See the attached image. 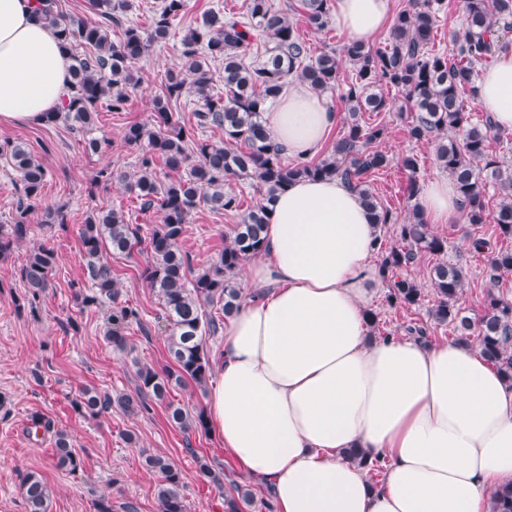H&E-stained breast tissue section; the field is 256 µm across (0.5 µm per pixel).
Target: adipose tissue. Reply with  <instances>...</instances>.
<instances>
[{
    "mask_svg": "<svg viewBox=\"0 0 512 512\" xmlns=\"http://www.w3.org/2000/svg\"><path fill=\"white\" fill-rule=\"evenodd\" d=\"M346 42L387 28L391 0H333ZM68 60L33 0H0V122H35L56 110ZM478 107L512 133V51L485 68ZM277 145L306 158L338 115L308 85L263 114ZM432 224L461 216L453 180L425 183ZM379 227L340 179L304 178L281 192L247 280L260 288L224 328L208 399L224 451L269 486L276 512H490L512 484V386L470 344L404 336L368 338L381 271ZM364 453L383 464L372 484Z\"/></svg>",
    "mask_w": 512,
    "mask_h": 512,
    "instance_id": "adipose-tissue-1",
    "label": "adipose tissue"
}]
</instances>
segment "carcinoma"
Returning <instances> with one entry per match:
<instances>
[{
	"label": "carcinoma",
	"mask_w": 512,
	"mask_h": 512,
	"mask_svg": "<svg viewBox=\"0 0 512 512\" xmlns=\"http://www.w3.org/2000/svg\"><path fill=\"white\" fill-rule=\"evenodd\" d=\"M332 0H301L308 25L323 30L328 23ZM101 17L93 23L82 17H65L57 11L56 0H36L37 20L50 26L71 60L69 86L61 106L45 115L44 122L63 119L76 130L94 125L98 106L112 112L125 110L129 92L139 85L132 63L144 57L152 44L166 39L173 21L187 7L186 0H161L151 18V30L144 34L135 27H123L129 0H90ZM438 0H408L390 30L383 47L352 42L344 44L343 56L355 66L351 80L340 83V57L336 51L311 56L310 47L286 16L275 10L270 0H248L246 20L210 8L201 24L185 30L181 38L180 66L169 72L163 96L157 98L150 120L128 127L125 141L140 150L139 170L133 174L104 168L96 180L123 182L139 201V212L156 209L162 213L159 224H135L131 215L113 209L89 217L79 232L80 253L85 261L87 285L74 289L80 309L106 306L110 309L104 339L112 347L127 348L124 329L143 325L141 311L120 300L122 289L113 277L110 257L128 256L146 244L149 259L141 277L156 289L164 306L169 331V364L157 369L139 364L132 394H101L85 387L72 400L79 414L99 416L112 409L128 413H150L152 404H166L171 424L183 432H207L204 409L194 412L168 400L172 386L192 384L203 389L212 376V363L205 338L216 335L224 318L241 305V291L235 274L241 264L261 253L268 213L277 194L302 178L337 176L347 182L371 212L374 223L399 225V239L390 244L377 239L376 254L383 278L388 282L386 302L390 306L412 307L421 300V289L403 272L418 254L441 255L448 251V239L432 233L426 220L414 208L407 221L383 206L365 178L397 162L410 173L408 197L419 193V163L412 153L394 159L376 147L385 127L359 123L361 112H382L388 102L374 92L385 84L405 92L411 103L408 136L418 142L433 141L436 160L455 182L461 196L462 212L470 224L484 221L487 186L499 195L493 216L499 236L512 239V168L504 166L492 149L495 128L490 115L483 127L472 125L463 94H476L479 69L507 51L512 41L502 31L512 29V0H464L462 32L451 38V54L433 49ZM122 30L114 42L110 27ZM266 38L271 47L259 62L244 59L252 41ZM93 48L84 56L73 53L75 43ZM224 64V92H214L217 82L212 63ZM308 84L319 92L343 86L342 98L348 106L350 123L332 146L329 156L318 163L304 158L285 157L263 124L267 104L278 98L292 80ZM194 93L199 109L195 123L180 122L169 111V103L187 92ZM204 128L224 130V141L217 143L198 135ZM17 174V216L13 223L0 225V256L26 239V215L40 201L47 172L21 142H8L6 149ZM178 176L163 183L155 171L158 162ZM249 177L263 202L250 209L237 225L234 235L224 240L209 266L192 274L190 255L180 243L194 210L203 206L212 212H232L240 199L225 188L232 179ZM473 251L487 255L486 274L495 282L512 271V250L490 248L478 237L471 240ZM56 263L54 250L44 244L32 248L19 270L30 308L40 304L50 286ZM461 268L439 263L432 270L436 304L431 315L439 323L453 326L455 339L467 343L476 337L482 354L512 384V301L487 290L484 314L473 320L457 307L464 287ZM35 429L53 433V461L56 467L78 471L82 460L69 434L54 429L43 415L32 419ZM147 469L159 475L156 499L159 512H187L179 470L165 457L144 455ZM26 512H49L51 490L43 477L27 472L20 479ZM252 503L251 492L239 486L224 497V512H245ZM492 512H512V486L492 492Z\"/></svg>",
	"instance_id": "obj_1"
}]
</instances>
